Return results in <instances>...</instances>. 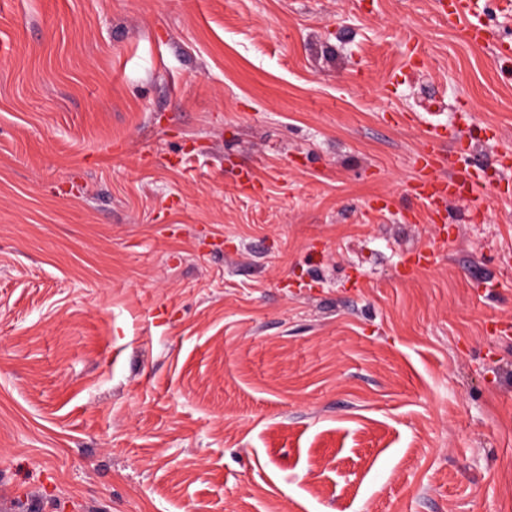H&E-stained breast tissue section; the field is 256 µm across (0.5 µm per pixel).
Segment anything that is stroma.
<instances>
[{
  "mask_svg": "<svg viewBox=\"0 0 512 512\" xmlns=\"http://www.w3.org/2000/svg\"><path fill=\"white\" fill-rule=\"evenodd\" d=\"M460 111L496 177L433 0H0V512H512V198L390 119ZM416 112L407 117L403 113L391 116L394 122L406 120L419 123L422 127L421 148L416 153L413 195L419 202L431 207L438 206L446 199L461 195H476L481 188L490 184L483 176L482 167L473 163L476 142L489 143L497 139V131L491 127L482 129V136L462 140L447 124L427 119ZM448 143V176L438 174L442 167L443 149ZM453 143V149L449 145Z\"/></svg>",
  "mask_w": 512,
  "mask_h": 512,
  "instance_id": "1",
  "label": "stroma"
}]
</instances>
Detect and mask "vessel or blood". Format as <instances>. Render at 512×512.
<instances>
[{
	"label": "vessel or blood",
	"instance_id": "1",
	"mask_svg": "<svg viewBox=\"0 0 512 512\" xmlns=\"http://www.w3.org/2000/svg\"><path fill=\"white\" fill-rule=\"evenodd\" d=\"M486 0H437V7L456 25L460 39L468 44H492L494 63L506 76H512V36H493L482 16ZM414 122L422 128V143L415 157L416 175L413 195L419 202L434 207V222L446 223L445 212L439 211L441 202L461 195L472 196L487 181L482 167L473 163L477 142L495 141L497 132L486 127L481 139L458 138L448 125L427 119L423 113H414Z\"/></svg>",
	"mask_w": 512,
	"mask_h": 512
}]
</instances>
